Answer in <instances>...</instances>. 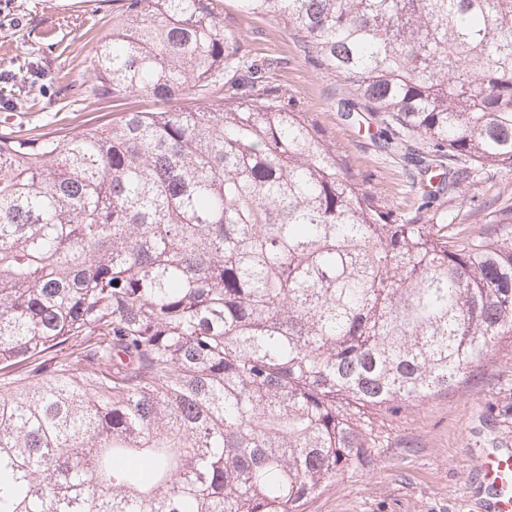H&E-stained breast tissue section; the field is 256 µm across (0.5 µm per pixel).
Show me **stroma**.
I'll list each match as a JSON object with an SVG mask.
<instances>
[{
	"mask_svg": "<svg viewBox=\"0 0 512 512\" xmlns=\"http://www.w3.org/2000/svg\"><path fill=\"white\" fill-rule=\"evenodd\" d=\"M225 28L243 41L294 110L306 113L317 133L335 142L354 178L400 213L414 211L413 181L420 174L402 156L376 147L366 112H347L354 92L344 80L317 69L295 31L272 16L240 11L222 0ZM115 0H0V85L22 83L30 107L0 103V129L37 133L64 117L119 116L130 108L153 111V98L109 103L72 100L68 85L91 83L88 54L94 38L112 26ZM512 205V172L487 169L442 208L457 224L483 226L488 200ZM362 466L342 473L306 506V512H483L475 451L512 450V344L502 343L466 381L448 392L375 416Z\"/></svg>",
	"mask_w": 512,
	"mask_h": 512,
	"instance_id": "35a3bbf8",
	"label": "stroma"
}]
</instances>
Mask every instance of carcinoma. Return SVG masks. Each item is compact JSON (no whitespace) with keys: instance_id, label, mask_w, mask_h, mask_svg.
<instances>
[{"instance_id":"cac0c4a2","label":"carcinoma","mask_w":512,"mask_h":512,"mask_svg":"<svg viewBox=\"0 0 512 512\" xmlns=\"http://www.w3.org/2000/svg\"><path fill=\"white\" fill-rule=\"evenodd\" d=\"M278 17L429 157L380 205L260 86L217 0H121L82 98L149 96L64 134L0 132V512H304L359 467L372 415L512 341V206L438 223L512 172V0H237ZM489 199L497 200L496 207L512 205V172L488 168L480 182L462 185L457 198H448L447 191L441 207L448 223L453 220L454 224L480 227L490 219L493 208H484Z\"/></svg>"}]
</instances>
